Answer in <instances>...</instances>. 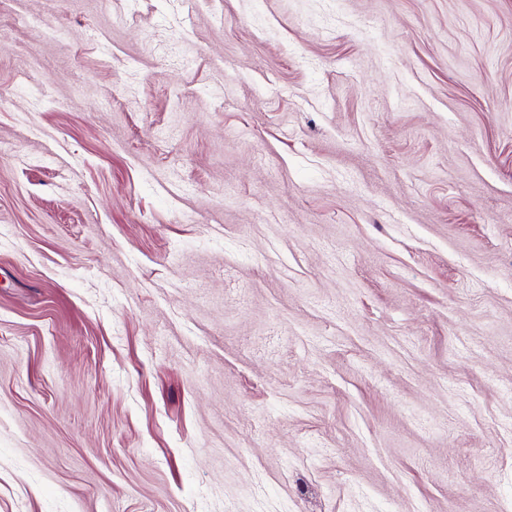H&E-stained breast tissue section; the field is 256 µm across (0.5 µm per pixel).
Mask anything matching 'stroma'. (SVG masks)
Wrapping results in <instances>:
<instances>
[{"label": "stroma", "instance_id": "stroma-1", "mask_svg": "<svg viewBox=\"0 0 512 512\" xmlns=\"http://www.w3.org/2000/svg\"><path fill=\"white\" fill-rule=\"evenodd\" d=\"M0 512H512V0H0Z\"/></svg>", "mask_w": 512, "mask_h": 512}]
</instances>
